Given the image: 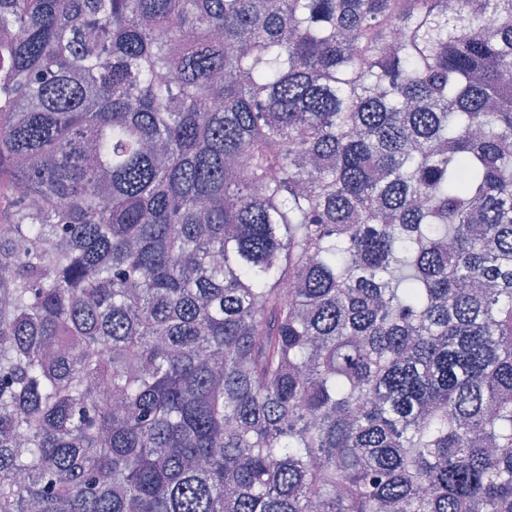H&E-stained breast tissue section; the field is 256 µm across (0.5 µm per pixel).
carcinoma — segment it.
I'll use <instances>...</instances> for the list:
<instances>
[{"label": "carcinoma", "instance_id": "obj_1", "mask_svg": "<svg viewBox=\"0 0 512 512\" xmlns=\"http://www.w3.org/2000/svg\"><path fill=\"white\" fill-rule=\"evenodd\" d=\"M0 512H512V0H0Z\"/></svg>", "mask_w": 512, "mask_h": 512}]
</instances>
